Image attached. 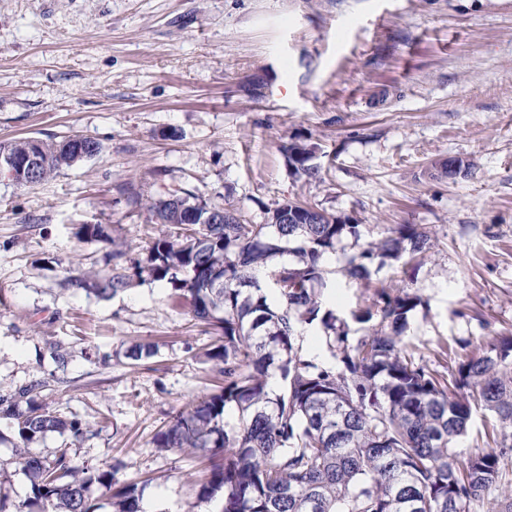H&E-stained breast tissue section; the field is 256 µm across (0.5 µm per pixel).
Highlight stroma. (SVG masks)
I'll list each match as a JSON object with an SVG mask.
<instances>
[{"label":"stroma","instance_id":"stroma-1","mask_svg":"<svg viewBox=\"0 0 512 512\" xmlns=\"http://www.w3.org/2000/svg\"><path fill=\"white\" fill-rule=\"evenodd\" d=\"M75 135L100 153L31 187L0 171V391L61 374L47 403L90 431L31 451L151 477L160 512L223 510L220 494L198 503L196 463L153 444L215 389L210 338L165 283L144 277L110 299L65 288L67 274L110 268L79 225L106 227L132 265L161 230L151 203L180 188L251 224L289 200L356 224H419L434 243L425 263L371 277L428 300L409 317L413 341L447 344L453 360L512 330V0H0V144ZM294 137L318 178L290 169ZM448 156L471 172L432 175ZM352 252L345 240L322 260L340 317L362 291ZM146 342L154 356L128 359ZM0 491L31 494L8 443Z\"/></svg>","mask_w":512,"mask_h":512}]
</instances>
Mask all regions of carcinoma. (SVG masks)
Here are the masks:
<instances>
[{"instance_id": "obj_1", "label": "carcinoma", "mask_w": 512, "mask_h": 512, "mask_svg": "<svg viewBox=\"0 0 512 512\" xmlns=\"http://www.w3.org/2000/svg\"><path fill=\"white\" fill-rule=\"evenodd\" d=\"M31 150L42 165L33 177H13L20 186L84 159L68 140L35 145L28 138L0 144V157ZM286 153L295 172L318 177L305 141L293 139ZM172 196L157 200L152 214L158 224L183 227L182 234L159 233L143 265L116 263L108 274L85 272L65 283L109 299L146 271L188 302L194 326L213 336L205 356L223 385L190 399L154 437L157 448L208 459L199 502L221 491L223 512H476L493 489L498 496L487 512H512V332L489 337L479 355L462 354L451 366L424 360L404 332L408 315L427 302L410 288H371L373 264L405 259L415 267L426 257L433 243L424 227L374 225L361 245V225L329 212L323 224H280L275 209L266 224L188 226L194 213L212 207L180 189ZM76 236L111 248L114 260L123 257L101 224H83ZM345 239L359 245L349 272L372 291L351 312L356 329L323 307L321 259ZM292 241L299 243L296 260L271 271L263 287L253 270ZM305 325L322 332L332 361L303 348ZM49 386L40 378L0 394V419L10 425L32 498L59 512H97L96 484L116 512H143V488L118 482L114 469L75 467L65 448L51 458L30 453L50 433H87L75 415L43 405ZM477 408L493 418L495 447L459 467L454 443Z\"/></svg>"}]
</instances>
